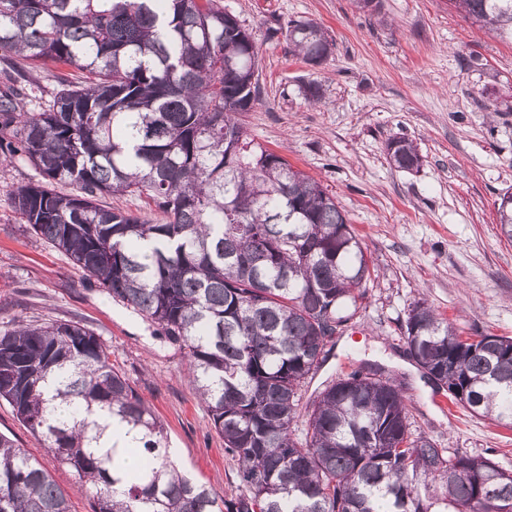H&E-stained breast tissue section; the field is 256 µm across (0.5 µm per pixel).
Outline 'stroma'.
<instances>
[{
    "instance_id": "1",
    "label": "stroma",
    "mask_w": 512,
    "mask_h": 512,
    "mask_svg": "<svg viewBox=\"0 0 512 512\" xmlns=\"http://www.w3.org/2000/svg\"><path fill=\"white\" fill-rule=\"evenodd\" d=\"M259 48V102L240 120L256 142L321 183L352 224L372 278L348 331L304 383L302 403L351 371L383 367L404 390L413 430L448 452L490 458L512 472V426L449 403L408 357L400 324L425 300L463 338L512 336V241L495 203L512 191V40L480 29L448 0H220ZM311 20L333 43L318 66L292 53L291 21ZM317 84L320 103L303 88ZM414 142L420 169L395 168L387 143ZM30 163L0 164V331L19 321L78 320L112 348L159 417L172 456L220 500L239 492L224 451L186 377L179 344L30 232L11 203L38 181ZM0 434L37 458L72 512H92L73 473L0 400Z\"/></svg>"
}]
</instances>
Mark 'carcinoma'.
<instances>
[{
    "mask_svg": "<svg viewBox=\"0 0 512 512\" xmlns=\"http://www.w3.org/2000/svg\"><path fill=\"white\" fill-rule=\"evenodd\" d=\"M512 38V0H450ZM309 65L331 43L291 21ZM259 50L218 0H0V62L85 73L33 112L0 88V153L42 177L12 192L29 230L186 350L190 381L238 462L241 492L218 504L169 459L151 407L79 321L0 332V400L42 435L93 495V512H512V472L445 454L411 429L406 398L376 367L333 380L292 423L301 387L366 297L371 271L323 186L251 139ZM390 162L422 165L393 138ZM145 197L156 218L103 204ZM512 240V193L497 203ZM403 330L411 358L470 412L512 424V337L463 340L425 301ZM134 431L130 467L97 416ZM0 512H70L38 461L0 434Z\"/></svg>",
    "mask_w": 512,
    "mask_h": 512,
    "instance_id": "cac0c4a2",
    "label": "carcinoma"
}]
</instances>
